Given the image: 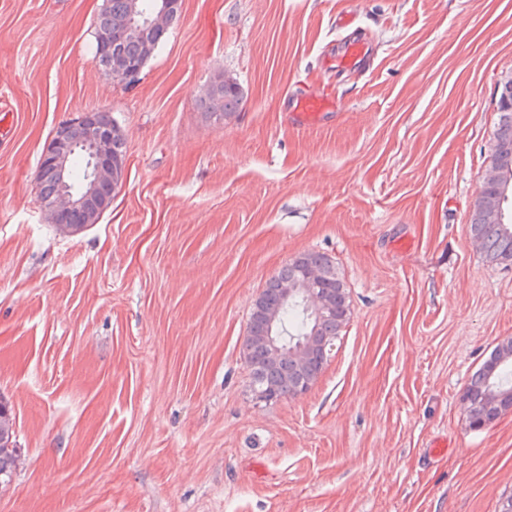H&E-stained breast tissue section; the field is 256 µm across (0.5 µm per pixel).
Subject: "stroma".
<instances>
[{
    "label": "stroma",
    "mask_w": 512,
    "mask_h": 512,
    "mask_svg": "<svg viewBox=\"0 0 512 512\" xmlns=\"http://www.w3.org/2000/svg\"><path fill=\"white\" fill-rule=\"evenodd\" d=\"M102 4L0 0V512H498L512 410L475 429L460 396L512 338V265L470 234L512 0H183L133 86L95 59ZM353 36L370 64L332 67ZM220 74L244 102L217 123ZM304 94L331 105L300 125ZM95 109L126 183L65 232L39 160ZM306 251L350 320L307 394L260 401L249 313Z\"/></svg>",
    "instance_id": "1"
}]
</instances>
